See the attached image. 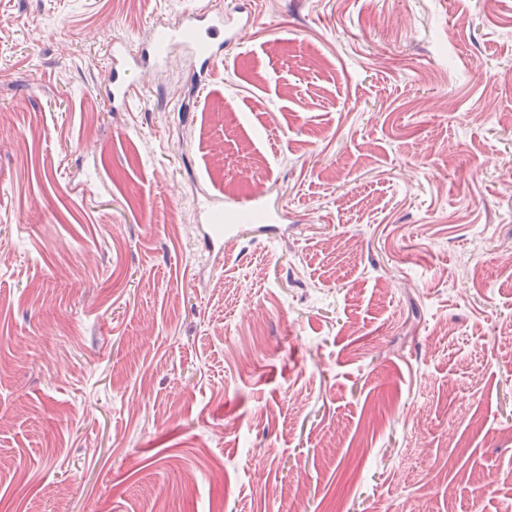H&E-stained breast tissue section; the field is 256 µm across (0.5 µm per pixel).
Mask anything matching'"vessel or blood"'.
I'll list each match as a JSON object with an SVG mask.
<instances>
[{
  "mask_svg": "<svg viewBox=\"0 0 512 512\" xmlns=\"http://www.w3.org/2000/svg\"><path fill=\"white\" fill-rule=\"evenodd\" d=\"M241 27V22L224 10L220 0H207L202 7L182 12L176 22L155 25L145 49L112 41L107 52L111 80L106 88L112 109H129L147 87L149 76L165 65L174 49H188L198 62L200 74H209L223 60L225 49L236 44ZM223 221V209L209 212L203 233L208 247L223 241Z\"/></svg>",
  "mask_w": 512,
  "mask_h": 512,
  "instance_id": "vessel-or-blood-1",
  "label": "vessel or blood"
}]
</instances>
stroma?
I'll list each match as a JSON object with an SVG mask.
<instances>
[{"label": "stroma", "instance_id": "35a3bbf8", "mask_svg": "<svg viewBox=\"0 0 512 512\" xmlns=\"http://www.w3.org/2000/svg\"><path fill=\"white\" fill-rule=\"evenodd\" d=\"M199 2L0 0V512H512V0H248L111 111ZM241 24L225 11L221 2L208 1L202 7L182 12L175 23H160L150 32L147 47L140 52L127 42L112 40L107 52L111 80L106 96L114 111L129 110L136 97L148 87V77L161 69L176 48L188 49L198 61L199 84H203L224 49L237 44ZM224 222V209L217 208L209 212L207 217V224H205L206 231L203 233V239L209 248L215 249L216 245L219 246V251L224 247V232L225 234L233 231L237 224H222ZM223 241V244L221 243Z\"/></svg>", "mask_w": 512, "mask_h": 512}]
</instances>
